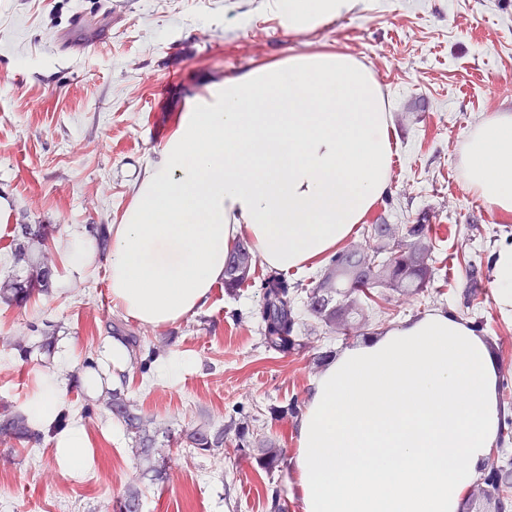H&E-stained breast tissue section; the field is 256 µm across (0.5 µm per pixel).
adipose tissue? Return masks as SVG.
I'll return each mask as SVG.
<instances>
[{"label":"adipose tissue","instance_id":"adipose-tissue-1","mask_svg":"<svg viewBox=\"0 0 512 512\" xmlns=\"http://www.w3.org/2000/svg\"><path fill=\"white\" fill-rule=\"evenodd\" d=\"M357 0H268L303 33ZM388 105L343 52L293 55L225 76L182 113L112 225V301L147 326L200 310L248 239L300 271L335 252L386 192ZM466 190L512 213V113L470 129ZM487 341L434 312L344 350L311 382L298 424L301 512H459L500 427Z\"/></svg>","mask_w":512,"mask_h":512}]
</instances>
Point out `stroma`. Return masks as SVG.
<instances>
[{
    "label": "stroma",
    "instance_id": "stroma-1",
    "mask_svg": "<svg viewBox=\"0 0 512 512\" xmlns=\"http://www.w3.org/2000/svg\"><path fill=\"white\" fill-rule=\"evenodd\" d=\"M340 51L375 75L390 106L393 157L387 191L369 224H426L437 274L418 294L376 289L367 326L347 336H302L288 353L266 350L255 313L267 271L256 262L236 291L216 284L207 305L178 323L139 324L112 301L110 249L98 245L86 270L64 260L72 233L96 240L120 223L138 174L182 112L225 75L298 53ZM512 112V0H365L353 13L302 34L285 32L267 0H0V283L26 275L44 256L48 292L25 305L0 302V406L24 414L44 376L62 383L59 407L80 419L90 462L65 472L56 441L0 439V512H117L137 490L140 512H269L280 489L299 512L298 416L320 355L345 349L434 311L484 337L507 379L497 382L501 419L512 420V321L495 300L493 264L512 239V214L467 191L460 168L468 131ZM25 224H52L45 247L15 252ZM483 272L468 285L471 263ZM167 339L148 361L104 369L109 323ZM178 363L176 375L165 364ZM102 385L90 390L87 376ZM137 402L155 445L135 457L125 426L105 407L112 390ZM256 416L258 444L234 438L202 451L185 436L197 425L223 431L234 409ZM285 449L278 471L261 466L260 441Z\"/></svg>",
    "mask_w": 512,
    "mask_h": 512
}]
</instances>
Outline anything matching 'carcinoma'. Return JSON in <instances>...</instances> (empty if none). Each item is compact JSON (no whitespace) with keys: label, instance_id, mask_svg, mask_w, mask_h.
Instances as JSON below:
<instances>
[{"label":"carcinoma","instance_id":"obj_1","mask_svg":"<svg viewBox=\"0 0 512 512\" xmlns=\"http://www.w3.org/2000/svg\"><path fill=\"white\" fill-rule=\"evenodd\" d=\"M54 229L40 224L37 229L25 225L22 235L42 244L52 236ZM367 237L373 239L371 252L364 264L358 254L345 249L321 271L314 285L305 290L306 310L328 331L336 330V322L349 326L355 318H368L365 310L358 306V297L369 296L376 288H390L394 291H415L427 287L434 280L436 268L433 265L432 238L426 224H370ZM257 256L247 241L238 242L224 263V287L237 288L246 282ZM51 272L39 267L36 276L18 280L11 285V300L17 304L27 302L31 296L47 287ZM261 302L257 319L265 348L274 352H286L296 344L297 330L302 322L295 309V293L299 287L288 282L278 270L270 269L260 284ZM112 417L123 423L134 434L135 447L144 451L152 447L143 417L136 413L134 404L116 391L106 404ZM1 437H27L41 439L42 433L27 429L21 417L9 409L0 411ZM192 447L202 451L221 448L224 436L211 435L199 428L188 435ZM285 450L267 448L262 457L264 469L273 472L280 467Z\"/></svg>","mask_w":512,"mask_h":512}]
</instances>
